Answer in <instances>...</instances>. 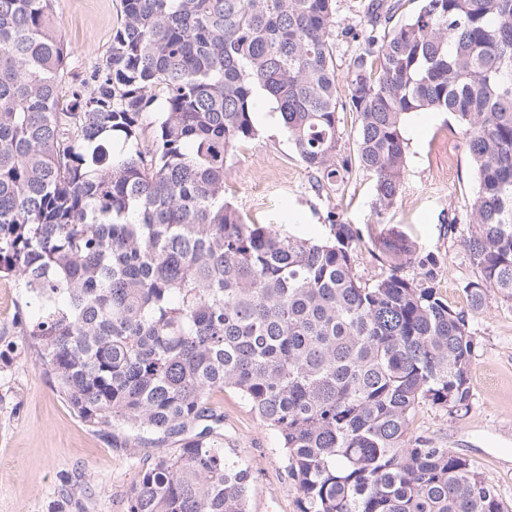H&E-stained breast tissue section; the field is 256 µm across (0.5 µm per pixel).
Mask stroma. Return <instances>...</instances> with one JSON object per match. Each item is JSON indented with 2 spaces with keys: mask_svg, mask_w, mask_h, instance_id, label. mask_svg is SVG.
<instances>
[{
  "mask_svg": "<svg viewBox=\"0 0 512 512\" xmlns=\"http://www.w3.org/2000/svg\"><path fill=\"white\" fill-rule=\"evenodd\" d=\"M119 14L120 0H54L68 51L61 95L105 59ZM259 127L258 138L237 147L224 182L225 197L250 221L313 240L332 237V219L357 225L364 245L356 273L369 284L381 273L376 253L382 238L403 237L444 257L439 291L450 306H466L464 288L478 272L462 241L471 230L478 181L454 115L416 112L407 118L400 195L381 217L369 173L352 169L336 190L317 191L277 113H266ZM26 301L17 281L0 279V512H126L139 471L159 450L133 446L126 432L92 428L75 415L16 321ZM471 330L469 413L452 417L422 406L411 431L469 459L512 505V300L490 294ZM215 400L224 409L225 455L254 472L248 512H299L277 435L236 389L225 388Z\"/></svg>",
  "mask_w": 512,
  "mask_h": 512,
  "instance_id": "35a3bbf8",
  "label": "stroma"
}]
</instances>
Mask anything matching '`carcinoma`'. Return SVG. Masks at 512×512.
I'll return each mask as SVG.
<instances>
[{
    "label": "carcinoma",
    "instance_id": "1",
    "mask_svg": "<svg viewBox=\"0 0 512 512\" xmlns=\"http://www.w3.org/2000/svg\"><path fill=\"white\" fill-rule=\"evenodd\" d=\"M53 2L0 0V277L24 288L29 346L85 424L176 446L138 473L128 512H246L252 469L216 440L227 387L277 434L300 512H509L409 425L422 405L468 413L471 320L492 292L512 300V0H420L397 21L368 0L342 73L336 0H121L105 63L64 106ZM260 90L316 186L362 169L379 215L407 116L456 117L479 182L467 307L438 291L439 254L385 240L367 285L355 225L286 237L224 198Z\"/></svg>",
    "mask_w": 512,
    "mask_h": 512
}]
</instances>
